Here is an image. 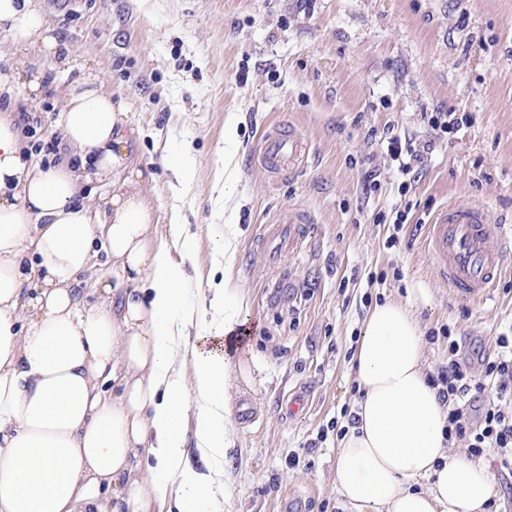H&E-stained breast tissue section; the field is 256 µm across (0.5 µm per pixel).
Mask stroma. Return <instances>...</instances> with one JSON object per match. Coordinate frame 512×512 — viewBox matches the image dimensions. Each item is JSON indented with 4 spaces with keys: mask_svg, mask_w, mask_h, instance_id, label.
<instances>
[{
    "mask_svg": "<svg viewBox=\"0 0 512 512\" xmlns=\"http://www.w3.org/2000/svg\"><path fill=\"white\" fill-rule=\"evenodd\" d=\"M67 57L40 44L17 50L0 31V69L43 65L34 141L50 143L63 71L85 64L123 98L140 136L135 153L156 178L160 226L180 212L200 237L202 279L214 267L213 236L238 228L235 270L247 296L249 334L235 358L249 379L230 390L224 512H342L337 428L360 398L351 355L373 305L408 306L435 372L448 340L461 356L496 357L512 334V276L487 299L455 300L423 244L440 207L483 205L512 233V0H40ZM470 125L437 143L403 180L378 134L430 138L427 115L447 110ZM234 119L237 140L224 144ZM290 124L309 142L301 168L271 179L258 165L262 133ZM196 171L169 187L163 148ZM378 188L367 192L365 170ZM313 218L301 254L271 268L258 245L291 208ZM404 211L401 230L376 221ZM397 246H389L391 236ZM450 336H442V329ZM302 395L306 407L289 402Z\"/></svg>",
    "mask_w": 512,
    "mask_h": 512,
    "instance_id": "obj_1",
    "label": "stroma"
}]
</instances>
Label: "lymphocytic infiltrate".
<instances>
[{"label": "lymphocytic infiltrate", "mask_w": 512, "mask_h": 512, "mask_svg": "<svg viewBox=\"0 0 512 512\" xmlns=\"http://www.w3.org/2000/svg\"><path fill=\"white\" fill-rule=\"evenodd\" d=\"M468 115L456 112H434L427 123L433 139L414 142L386 131L382 141L388 155L397 162L401 173L413 171L423 163L439 138L469 123ZM499 352L496 358H483L480 373H473L459 361L460 345L448 342V361L433 378L442 402L448 403L449 440L466 442L471 455L480 456L495 450L503 468L512 471V337L496 338ZM494 388L495 398H487V388Z\"/></svg>", "instance_id": "obj_1"}]
</instances>
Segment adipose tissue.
<instances>
[{
  "label": "adipose tissue",
  "instance_id": "adipose-tissue-1",
  "mask_svg": "<svg viewBox=\"0 0 512 512\" xmlns=\"http://www.w3.org/2000/svg\"><path fill=\"white\" fill-rule=\"evenodd\" d=\"M1 29L60 49L37 0H0ZM43 80L0 71V512H224L229 380L245 372L225 348L246 304L238 229L214 238L224 277L204 290L198 235L177 217L160 230L155 177L97 74L78 70L58 111L67 161L35 153L18 92ZM423 347L409 308L370 309L336 452L348 512H486L495 476L450 453Z\"/></svg>",
  "mask_w": 512,
  "mask_h": 512
}]
</instances>
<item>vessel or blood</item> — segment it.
Wrapping results in <instances>:
<instances>
[{
	"instance_id": "b4317fda",
	"label": "vessel or blood",
	"mask_w": 512,
	"mask_h": 512,
	"mask_svg": "<svg viewBox=\"0 0 512 512\" xmlns=\"http://www.w3.org/2000/svg\"><path fill=\"white\" fill-rule=\"evenodd\" d=\"M306 153L307 143L297 129L275 126L265 133L257 160L278 179L294 173ZM310 222L308 212L294 208L267 226L261 244L272 263L301 249ZM425 247L441 280L459 301H482L504 273H512V237L478 204L462 202L441 209L426 226Z\"/></svg>"
}]
</instances>
